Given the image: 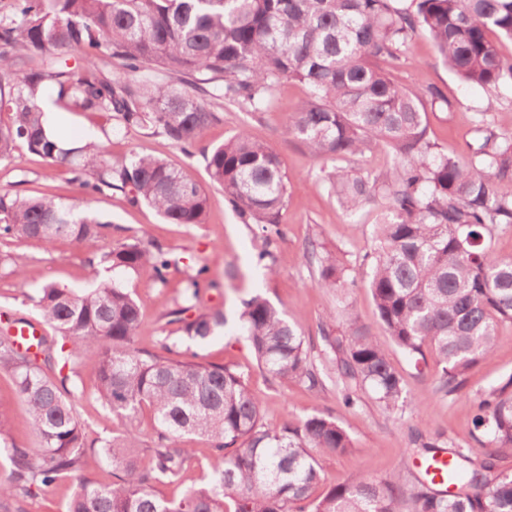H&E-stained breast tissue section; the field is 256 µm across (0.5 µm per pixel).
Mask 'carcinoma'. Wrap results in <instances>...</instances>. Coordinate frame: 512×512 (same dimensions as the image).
Here are the masks:
<instances>
[{
	"mask_svg": "<svg viewBox=\"0 0 512 512\" xmlns=\"http://www.w3.org/2000/svg\"><path fill=\"white\" fill-rule=\"evenodd\" d=\"M5 0L0 3V159L16 144L51 164L66 165L83 190L82 202L106 192L153 208L168 224H203L207 195L186 168L166 159L132 154L112 159L94 141L64 144L41 107L95 118L103 132L150 130L189 153L218 119L183 88L189 77L212 84L223 98L254 112L266 108L277 85L294 79L308 97L289 113L286 135L313 157L335 162L381 146L391 155L385 171L332 167L326 178L342 206L355 212L382 201L374 225L367 272L378 316L390 342L417 371L431 366L436 392L457 395L466 373L491 356L501 327L512 324V259L495 255L491 242L512 228V133L497 134L485 112L474 115L477 142L461 156L431 143L427 112L452 107L433 86L397 83L383 64L407 57L413 34L423 30L460 80L489 92L512 85V56L495 40L512 41V0ZM78 53L75 62L70 54ZM148 65L164 74L143 76ZM212 182L229 203L262 225L265 245L279 234L288 177L267 143L239 131L205 154ZM106 224L75 204L0 194V238L66 239L77 248L98 241ZM312 254L319 288L356 284L343 257ZM113 273L77 291L49 283L34 289L35 308L52 335L38 351L21 350L15 336H0V369L12 374L25 404L34 447L4 444L14 470L0 482V512H22L14 488L29 493L102 463L115 482L83 483L67 512H512V473L496 472L498 453L512 449V374L477 395L473 439L479 466L461 450L447 451L448 488L434 477L362 474L316 493L318 453H345L352 440L320 413L297 425L270 428L243 373L189 358L166 345L167 355L135 347L141 321L125 276L149 274L167 282L169 260L141 240L119 242L96 257ZM187 307L168 323L197 343L224 328V313L189 318ZM347 327L330 313L322 342L352 406L369 392L391 412L424 398L390 361L384 343L346 311ZM241 335L258 365L274 378L323 387L299 326L266 298L243 302ZM71 345H66V342ZM89 364L101 402L120 418V432L87 440L64 383ZM58 366L69 374L51 376ZM151 409L156 436L146 448L135 424ZM188 436L210 442L209 476L181 499L162 487L180 480L193 449ZM413 444L442 447L417 433Z\"/></svg>",
	"mask_w": 512,
	"mask_h": 512,
	"instance_id": "obj_1",
	"label": "carcinoma"
}]
</instances>
